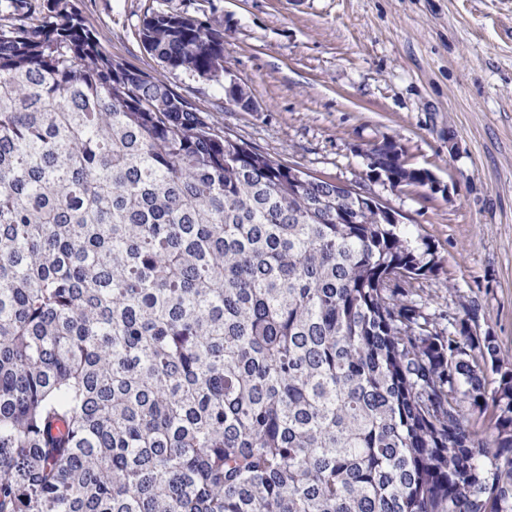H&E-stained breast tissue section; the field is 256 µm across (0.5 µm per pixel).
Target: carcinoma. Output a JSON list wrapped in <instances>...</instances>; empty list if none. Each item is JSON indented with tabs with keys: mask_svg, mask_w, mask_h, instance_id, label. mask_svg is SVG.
<instances>
[{
	"mask_svg": "<svg viewBox=\"0 0 512 512\" xmlns=\"http://www.w3.org/2000/svg\"><path fill=\"white\" fill-rule=\"evenodd\" d=\"M169 71L224 30L150 11ZM0 5V512H512V361L386 213ZM448 330L439 328V321Z\"/></svg>",
	"mask_w": 512,
	"mask_h": 512,
	"instance_id": "cac0c4a2",
	"label": "carcinoma"
}]
</instances>
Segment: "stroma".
Listing matches in <instances>:
<instances>
[{
    "instance_id": "stroma-1",
    "label": "stroma",
    "mask_w": 512,
    "mask_h": 512,
    "mask_svg": "<svg viewBox=\"0 0 512 512\" xmlns=\"http://www.w3.org/2000/svg\"><path fill=\"white\" fill-rule=\"evenodd\" d=\"M112 57L164 75L239 139L372 193L442 262L418 286L436 311L465 296L512 357V0H81ZM224 30L221 84L165 71L138 28L147 8ZM399 144L436 189L373 181L366 154Z\"/></svg>"
}]
</instances>
